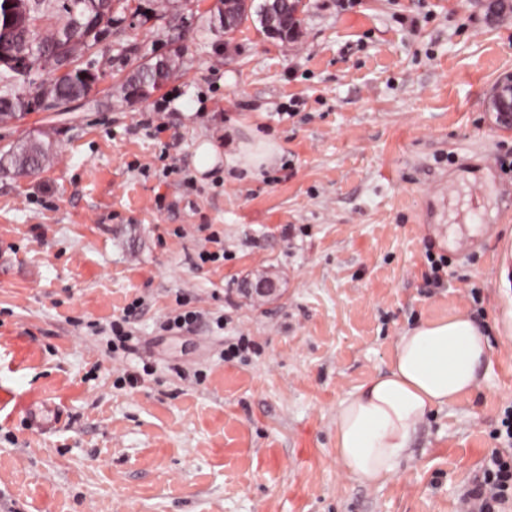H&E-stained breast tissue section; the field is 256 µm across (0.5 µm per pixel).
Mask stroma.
Segmentation results:
<instances>
[{"mask_svg":"<svg viewBox=\"0 0 512 512\" xmlns=\"http://www.w3.org/2000/svg\"><path fill=\"white\" fill-rule=\"evenodd\" d=\"M488 2L308 0L281 40L253 16L215 31L217 0H135L80 60L87 97L0 122V151L54 152L0 174V512H462L512 405V129L491 109L512 10ZM177 49L159 92L118 95ZM230 128L278 159L198 175V139ZM212 236L223 255L196 265ZM262 272L277 292L247 297ZM137 298V350L112 352L98 329ZM179 306L224 324L161 331ZM458 312L490 341L480 386L429 415L395 476L348 479L338 405L404 330ZM38 404L62 413L50 433ZM50 152L40 143L18 142L11 151L0 156V172L23 174L46 166ZM58 412L50 407H29L28 419L32 427L37 430L51 429L58 422Z\"/></svg>","mask_w":512,"mask_h":512,"instance_id":"obj_1","label":"stroma"}]
</instances>
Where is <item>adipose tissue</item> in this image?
<instances>
[{"label": "adipose tissue", "instance_id": "adipose-tissue-1", "mask_svg": "<svg viewBox=\"0 0 512 512\" xmlns=\"http://www.w3.org/2000/svg\"><path fill=\"white\" fill-rule=\"evenodd\" d=\"M279 154L274 140L229 136L225 147L200 139L193 166L259 171ZM491 345L465 313L422 322L398 336L389 369L371 378L336 409V460L353 479L377 484L392 477L413 435L437 408L478 387Z\"/></svg>", "mask_w": 512, "mask_h": 512}]
</instances>
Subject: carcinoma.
<instances>
[{"label":"carcinoma","instance_id":"cac0c4a2","mask_svg":"<svg viewBox=\"0 0 512 512\" xmlns=\"http://www.w3.org/2000/svg\"><path fill=\"white\" fill-rule=\"evenodd\" d=\"M15 12L0 9V44L8 41L29 62L26 72L0 64V118L26 113L29 97L70 102L86 97L92 84L81 77L80 58L94 52L112 26L114 14L128 9L129 0H14ZM298 0L282 4V23L293 32L301 24ZM175 62L157 71L150 64L137 66L121 85L125 97L140 92L147 98L170 72ZM49 149L21 141L0 156V172L23 174L39 170L49 161Z\"/></svg>","mask_w":512,"mask_h":512}]
</instances>
